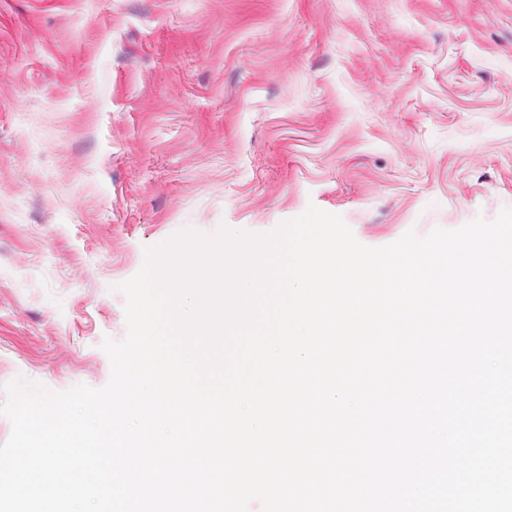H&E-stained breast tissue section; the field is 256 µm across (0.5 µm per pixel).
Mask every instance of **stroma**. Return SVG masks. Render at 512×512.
Masks as SVG:
<instances>
[{
  "mask_svg": "<svg viewBox=\"0 0 512 512\" xmlns=\"http://www.w3.org/2000/svg\"><path fill=\"white\" fill-rule=\"evenodd\" d=\"M311 205L512 208V0H0V401L107 385L146 248Z\"/></svg>",
  "mask_w": 512,
  "mask_h": 512,
  "instance_id": "obj_1",
  "label": "stroma"
}]
</instances>
